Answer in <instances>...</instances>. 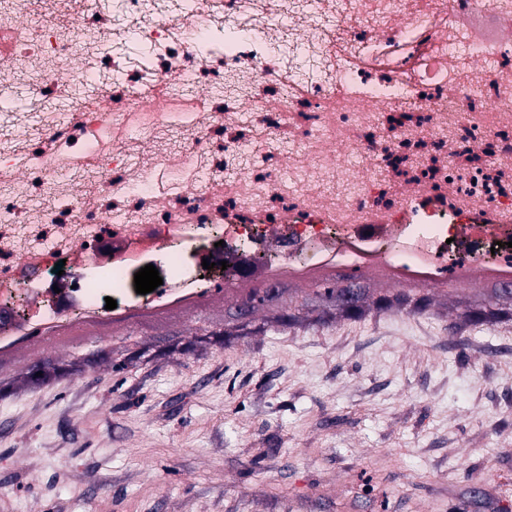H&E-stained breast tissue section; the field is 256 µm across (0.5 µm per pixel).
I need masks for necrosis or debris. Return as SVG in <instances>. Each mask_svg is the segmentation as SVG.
I'll use <instances>...</instances> for the list:
<instances>
[{
  "mask_svg": "<svg viewBox=\"0 0 512 512\" xmlns=\"http://www.w3.org/2000/svg\"><path fill=\"white\" fill-rule=\"evenodd\" d=\"M0 81V299L27 319L72 317L34 295L59 260L91 304L150 250L181 285L215 234L237 260L275 225L281 266L355 239L512 267V0H0Z\"/></svg>",
  "mask_w": 512,
  "mask_h": 512,
  "instance_id": "necrosis-or-debris-1",
  "label": "necrosis or debris"
}]
</instances>
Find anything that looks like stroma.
Returning a JSON list of instances; mask_svg holds the SVG:
<instances>
[{
	"label": "stroma",
	"instance_id": "1",
	"mask_svg": "<svg viewBox=\"0 0 512 512\" xmlns=\"http://www.w3.org/2000/svg\"><path fill=\"white\" fill-rule=\"evenodd\" d=\"M0 490L8 512H512V330L264 329L0 397Z\"/></svg>",
	"mask_w": 512,
	"mask_h": 512
}]
</instances>
